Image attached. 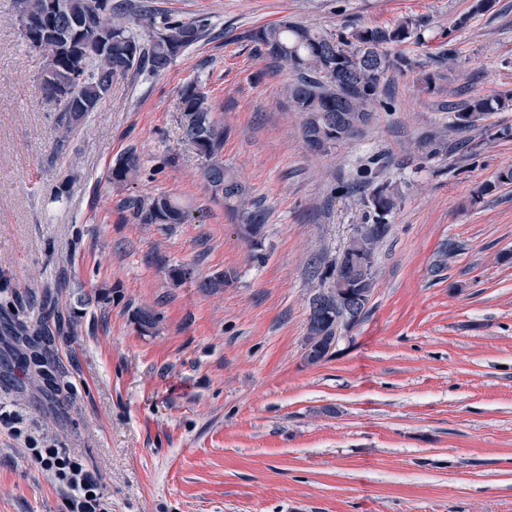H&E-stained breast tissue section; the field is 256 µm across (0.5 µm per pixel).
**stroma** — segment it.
I'll return each mask as SVG.
<instances>
[{
  "mask_svg": "<svg viewBox=\"0 0 512 512\" xmlns=\"http://www.w3.org/2000/svg\"><path fill=\"white\" fill-rule=\"evenodd\" d=\"M202 21L159 75L130 73L60 141L44 56L15 0H0V359L14 297L52 291L69 315L58 341L66 411L33 386L0 389V512H68L26 438L67 448L101 475L112 512H512V137L426 160L448 102L512 90V0H150ZM465 28H456L462 15ZM408 17L427 43L391 47L416 68L385 77L389 109L351 144L308 150L290 72L245 34L282 20L329 32ZM454 48L458 64L438 63ZM435 77L424 90L421 77ZM197 83L224 129V163L266 213L242 239L182 137L179 95ZM138 178L113 185L126 151ZM401 204L380 247L366 318L332 358L304 359L312 267L330 272L369 190L370 156ZM489 193H482V186ZM161 195L185 224H144L124 202ZM189 274L173 281L174 267ZM224 273V288H200ZM156 313L141 331L134 314Z\"/></svg>",
  "mask_w": 512,
  "mask_h": 512,
  "instance_id": "obj_1",
  "label": "stroma"
}]
</instances>
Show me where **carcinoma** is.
<instances>
[{
	"instance_id": "cac0c4a2",
	"label": "carcinoma",
	"mask_w": 512,
	"mask_h": 512,
	"mask_svg": "<svg viewBox=\"0 0 512 512\" xmlns=\"http://www.w3.org/2000/svg\"><path fill=\"white\" fill-rule=\"evenodd\" d=\"M60 11H47V0H16L17 18L25 42L46 57L41 88L62 104L66 124L62 138L98 108L112 84L131 71L146 70L154 75L165 72L172 62L201 35L203 24L175 17L157 19L151 6L140 0H58ZM495 0H474L472 13L461 16L456 28L463 29L475 14L493 8ZM112 32L110 49L87 44L88 36ZM426 42L414 20L405 18L392 25L374 26L335 33L319 31L303 22L286 21L253 29L247 38L260 54L273 59L294 75L290 101L303 116L302 137L314 153H327L360 136L385 104L381 81L388 71L411 67L404 55L390 56L388 46L410 38ZM183 113V139L205 158L204 179L224 199V209L241 212L248 236L256 239L265 226V214L257 206L245 207L242 187L224 166L220 153L224 130L212 120L208 97L196 84L180 91ZM512 107V93L495 97L471 98L453 107V127L464 131L479 126L490 112ZM383 159L372 158L356 170V184L371 187L368 206L372 223L363 225V236L350 242L351 261L339 277L323 276L311 270V280L331 286L309 302L308 343L323 345L336 335V317L352 311L366 317L364 309L373 293L375 279L364 264L375 261L376 250L389 231V217L401 199L398 186L378 183ZM139 172V156L128 152L112 168L110 181L123 184ZM144 224H184L190 211L177 198L161 196L147 207L137 209ZM24 307L14 309L12 330L25 350L15 349L24 362L26 379L38 387L56 407H64L66 397L57 382V341L63 316L44 310L34 323L28 321Z\"/></svg>"
}]
</instances>
